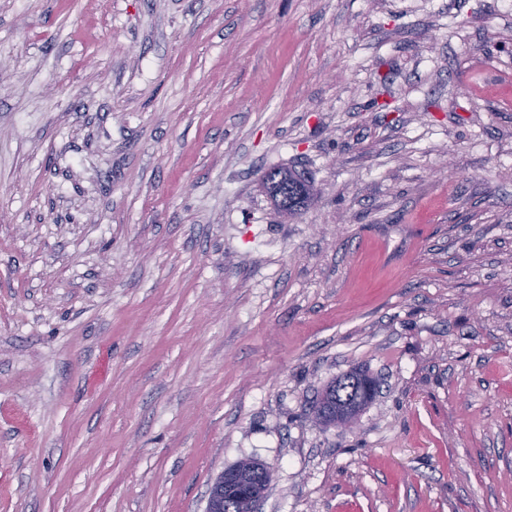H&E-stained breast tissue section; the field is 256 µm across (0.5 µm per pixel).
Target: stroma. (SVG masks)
<instances>
[{
  "instance_id": "1",
  "label": "stroma",
  "mask_w": 512,
  "mask_h": 512,
  "mask_svg": "<svg viewBox=\"0 0 512 512\" xmlns=\"http://www.w3.org/2000/svg\"><path fill=\"white\" fill-rule=\"evenodd\" d=\"M244 458L258 512H512V0H0V512ZM288 174V198L292 202L288 209L283 212L290 211L297 214L301 210L306 200L312 195L313 188L304 180L289 171H271L267 174L269 180H276L280 175Z\"/></svg>"
}]
</instances>
